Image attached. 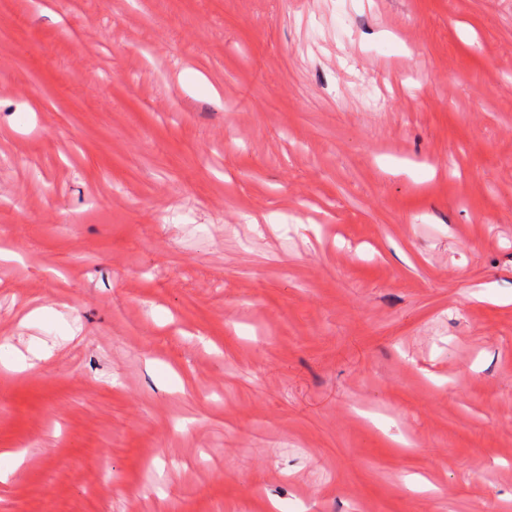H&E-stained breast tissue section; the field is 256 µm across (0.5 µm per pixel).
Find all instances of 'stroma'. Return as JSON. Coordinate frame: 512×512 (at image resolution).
<instances>
[{"label": "stroma", "instance_id": "obj_1", "mask_svg": "<svg viewBox=\"0 0 512 512\" xmlns=\"http://www.w3.org/2000/svg\"><path fill=\"white\" fill-rule=\"evenodd\" d=\"M0 28V512H512V0Z\"/></svg>", "mask_w": 512, "mask_h": 512}]
</instances>
